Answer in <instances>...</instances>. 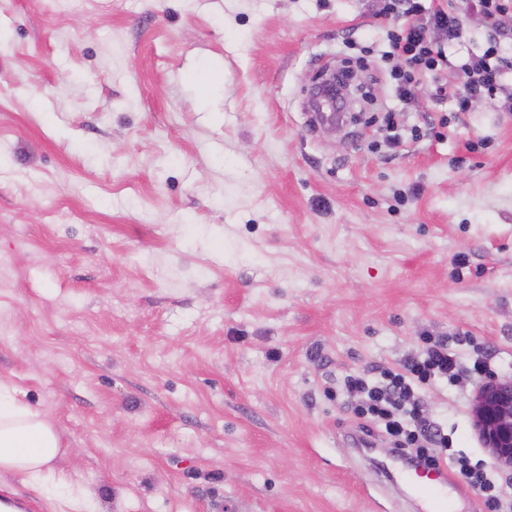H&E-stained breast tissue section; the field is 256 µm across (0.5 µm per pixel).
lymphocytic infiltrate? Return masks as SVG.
Listing matches in <instances>:
<instances>
[{
	"instance_id": "obj_1",
	"label": "lymphocytic infiltrate",
	"mask_w": 512,
	"mask_h": 512,
	"mask_svg": "<svg viewBox=\"0 0 512 512\" xmlns=\"http://www.w3.org/2000/svg\"><path fill=\"white\" fill-rule=\"evenodd\" d=\"M381 13L396 22L388 33L390 54L405 64L396 75L398 99L413 96L416 77L423 72L438 74L436 96L452 100L461 112L468 111L472 98L505 90V79L512 74V43L504 46L496 41L482 54L460 60L458 67L467 77L464 84L441 79V72L448 67L449 51L465 36L462 18L451 0H432L428 8L421 0H386ZM454 366L447 344L433 342L420 356L407 360L402 372L387 373L384 382L372 385L365 378L353 377L347 386L364 395L359 415L380 424L397 452L416 464L435 467L443 461L437 451L448 448V437L416 418V409L408 401L417 385L454 379Z\"/></svg>"
}]
</instances>
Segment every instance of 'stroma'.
Masks as SVG:
<instances>
[{"instance_id":"35a3bbf8","label":"stroma","mask_w":512,"mask_h":512,"mask_svg":"<svg viewBox=\"0 0 512 512\" xmlns=\"http://www.w3.org/2000/svg\"><path fill=\"white\" fill-rule=\"evenodd\" d=\"M379 0H0V378L60 512H419L348 375L434 336L512 374V99L399 101ZM375 123L310 129L346 40ZM476 380L419 389L485 452Z\"/></svg>"}]
</instances>
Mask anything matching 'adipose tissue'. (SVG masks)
<instances>
[{"label":"adipose tissue","mask_w":512,"mask_h":512,"mask_svg":"<svg viewBox=\"0 0 512 512\" xmlns=\"http://www.w3.org/2000/svg\"><path fill=\"white\" fill-rule=\"evenodd\" d=\"M64 450L53 425L32 408L21 391L0 380V472L22 474L35 491L47 482L66 484L52 463Z\"/></svg>","instance_id":"obj_1"}]
</instances>
